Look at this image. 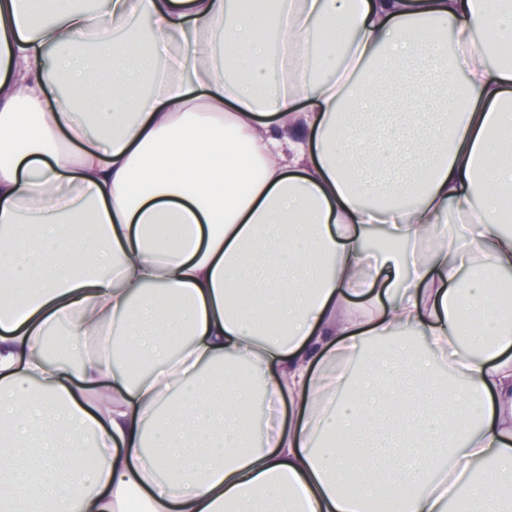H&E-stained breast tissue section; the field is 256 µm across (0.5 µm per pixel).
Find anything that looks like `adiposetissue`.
Returning a JSON list of instances; mask_svg holds the SVG:
<instances>
[{"instance_id":"1","label":"adipose tissue","mask_w":512,"mask_h":512,"mask_svg":"<svg viewBox=\"0 0 512 512\" xmlns=\"http://www.w3.org/2000/svg\"><path fill=\"white\" fill-rule=\"evenodd\" d=\"M501 48L512 0H0V512H512Z\"/></svg>"}]
</instances>
